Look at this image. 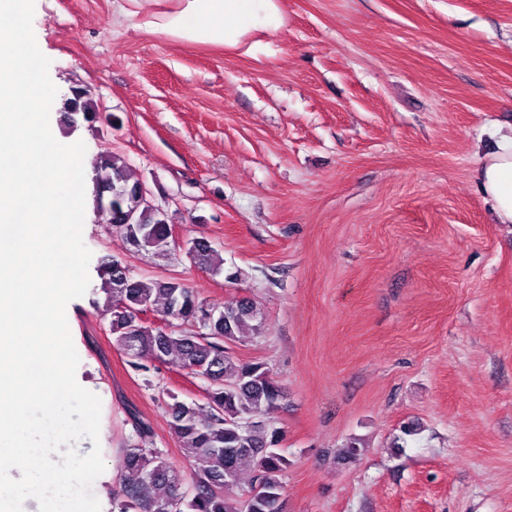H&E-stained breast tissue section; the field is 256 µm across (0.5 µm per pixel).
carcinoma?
Masks as SVG:
<instances>
[{
    "mask_svg": "<svg viewBox=\"0 0 512 512\" xmlns=\"http://www.w3.org/2000/svg\"><path fill=\"white\" fill-rule=\"evenodd\" d=\"M72 101L85 118H93L96 108L87 90L74 89ZM93 166L97 184L112 187L111 200L102 209L108 224L138 251L170 252L167 216L140 205L142 182L130 173L125 159L105 153ZM133 209L136 223H124L121 216ZM187 254L216 274L224 271V258L203 241ZM100 278L108 295L109 331L131 355L136 370H148L145 358L174 360L206 381L204 403L176 399L167 404L172 436L188 457L201 463L191 486L183 485L160 450L130 444L123 450L120 468L132 479L124 483L123 497L114 501L118 512H281L288 465L279 452L283 434L253 418L277 409L284 391L266 363L243 362L231 352V344L260 330L250 301L220 309L177 278L136 279L110 257L100 266ZM158 303L168 315L166 329L138 320L139 311ZM246 460L252 462V474L247 498L241 501L235 488L242 483L241 464Z\"/></svg>",
    "mask_w": 512,
    "mask_h": 512,
    "instance_id": "carcinoma-1",
    "label": "carcinoma"
}]
</instances>
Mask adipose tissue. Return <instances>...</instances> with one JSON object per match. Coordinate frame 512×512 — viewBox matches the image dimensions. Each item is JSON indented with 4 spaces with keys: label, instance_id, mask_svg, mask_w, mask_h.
Returning a JSON list of instances; mask_svg holds the SVG:
<instances>
[{
    "label": "adipose tissue",
    "instance_id": "obj_1",
    "mask_svg": "<svg viewBox=\"0 0 512 512\" xmlns=\"http://www.w3.org/2000/svg\"><path fill=\"white\" fill-rule=\"evenodd\" d=\"M118 13L142 27L185 43L208 39L230 51L252 52L262 37L287 24L286 0H118ZM479 189L497 220L512 224V136L484 159Z\"/></svg>",
    "mask_w": 512,
    "mask_h": 512
}]
</instances>
